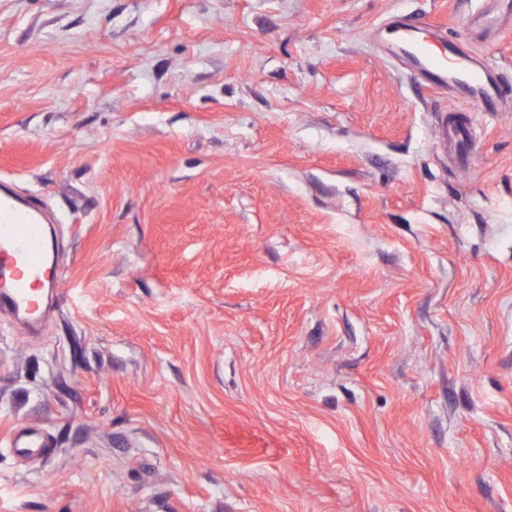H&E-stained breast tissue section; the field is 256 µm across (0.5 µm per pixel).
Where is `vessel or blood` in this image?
<instances>
[{"label": "vessel or blood", "mask_w": 512, "mask_h": 512, "mask_svg": "<svg viewBox=\"0 0 512 512\" xmlns=\"http://www.w3.org/2000/svg\"><path fill=\"white\" fill-rule=\"evenodd\" d=\"M389 50L421 74L427 85L449 91L478 111H501L499 73L474 62L467 41L446 38L427 23L404 24L396 28ZM466 134L464 124L441 120L438 145L444 149L455 146ZM46 271L35 204L25 205L0 194V312L39 319L32 281ZM9 444L25 457L44 454L49 446L45 436L32 431L18 433Z\"/></svg>", "instance_id": "b4317fda"}]
</instances>
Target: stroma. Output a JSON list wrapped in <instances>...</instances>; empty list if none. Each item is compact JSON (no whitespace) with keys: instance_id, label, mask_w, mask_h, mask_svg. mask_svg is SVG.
Instances as JSON below:
<instances>
[{"instance_id":"obj_1","label":"stroma","mask_w":512,"mask_h":512,"mask_svg":"<svg viewBox=\"0 0 512 512\" xmlns=\"http://www.w3.org/2000/svg\"><path fill=\"white\" fill-rule=\"evenodd\" d=\"M486 3L0 0L60 274L0 314V512H512V99L439 150L383 47ZM9 444L16 453L24 457L42 455L47 451V448L53 446L45 436L32 431L19 432L16 436L11 437Z\"/></svg>"}]
</instances>
